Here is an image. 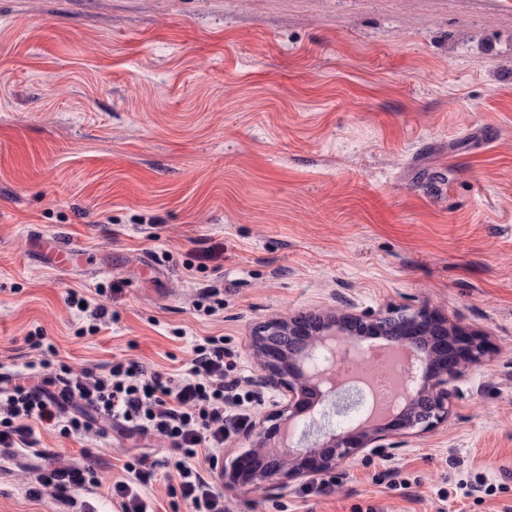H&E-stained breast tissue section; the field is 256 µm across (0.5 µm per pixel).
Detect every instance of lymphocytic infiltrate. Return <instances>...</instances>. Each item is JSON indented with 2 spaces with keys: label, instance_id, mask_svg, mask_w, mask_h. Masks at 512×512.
<instances>
[{
  "label": "lymphocytic infiltrate",
  "instance_id": "obj_1",
  "mask_svg": "<svg viewBox=\"0 0 512 512\" xmlns=\"http://www.w3.org/2000/svg\"><path fill=\"white\" fill-rule=\"evenodd\" d=\"M52 382L46 375L41 385L33 388L16 383L0 398L1 447L27 445L33 420L61 425L67 435L96 433L101 423L124 421L130 423L132 433L168 441L171 454L158 461L143 452L126 462L129 480L112 486L123 512H154L142 488L160 466L175 470L178 482L170 486L169 493L189 503L193 512H228L223 493L202 478L197 466L201 457L209 466L217 465L225 440L241 421L235 408L242 380L225 360L223 337L196 341L188 367L177 379L147 373L138 362L129 360L113 362L98 375L84 370L69 372L58 397L43 390ZM65 399L80 400V413L65 415L61 405ZM97 482L91 466L57 465L39 475L30 495L39 499Z\"/></svg>",
  "mask_w": 512,
  "mask_h": 512
}]
</instances>
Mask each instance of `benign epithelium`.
Here are the masks:
<instances>
[{
    "instance_id": "benign-epithelium-1",
    "label": "benign epithelium",
    "mask_w": 512,
    "mask_h": 512,
    "mask_svg": "<svg viewBox=\"0 0 512 512\" xmlns=\"http://www.w3.org/2000/svg\"><path fill=\"white\" fill-rule=\"evenodd\" d=\"M390 325L406 329L407 337L401 342L408 346L410 357L403 372V389H408V379L413 377L414 361L425 358V374L415 387L413 401L379 425L366 421L339 433L321 430L313 439L305 428L295 446L271 447V442L285 439V429H295L300 421L312 419L317 404L342 389L335 376L340 350L334 337L353 338L349 345L362 354L364 349L354 339L372 336ZM456 337L454 327L423 310L396 317L380 311L336 317L299 315L259 326L255 355L265 378L279 385L288 400L263 416L251 448L224 468V484L259 487L310 479L355 452L395 448L398 437L434 429L448 419L454 382L467 365L481 361L486 353L481 340L464 336L462 354L456 355Z\"/></svg>"
}]
</instances>
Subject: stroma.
I'll use <instances>...</instances> for the list:
<instances>
[{"label": "stroma", "instance_id": "stroma-1", "mask_svg": "<svg viewBox=\"0 0 512 512\" xmlns=\"http://www.w3.org/2000/svg\"><path fill=\"white\" fill-rule=\"evenodd\" d=\"M79 250L53 267L35 234ZM109 315L97 333L69 290ZM223 304L198 312L201 291ZM428 310L487 353L447 420L230 512H512V0H0V373L43 357L182 373L220 336L255 399L222 463L286 403L251 336L300 314ZM145 445L108 425L0 447V512H121ZM100 483L34 500L56 461ZM328 484L319 492L318 483Z\"/></svg>", "mask_w": 512, "mask_h": 512}]
</instances>
